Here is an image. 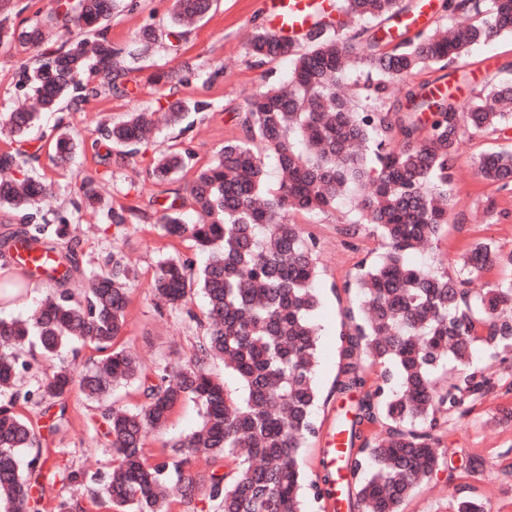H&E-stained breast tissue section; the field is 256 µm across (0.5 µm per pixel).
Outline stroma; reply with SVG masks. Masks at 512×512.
Here are the masks:
<instances>
[{
    "label": "stroma",
    "mask_w": 512,
    "mask_h": 512,
    "mask_svg": "<svg viewBox=\"0 0 512 512\" xmlns=\"http://www.w3.org/2000/svg\"><path fill=\"white\" fill-rule=\"evenodd\" d=\"M172 0H118L108 22L113 43L132 53L125 81L127 96L103 94L80 109L44 116L35 136L53 137L56 128L67 127L87 142L67 162L58 161L51 146H44L34 177L52 183L51 194L38 206L48 224L68 218L70 232L82 241L80 270L72 289L86 288L87 277L97 268L102 254L120 250L136 273L126 309L121 341L131 346L146 370L179 365L189 359L202 330L178 309L161 308L150 284L163 256L193 255L191 240L165 236L156 219L172 197L185 194L194 172L213 161L225 141L242 138L237 115L261 85L288 79V59L258 63L246 47L249 33L265 30L269 19L264 0H216L211 12L191 26L178 42L162 39L142 44L137 35L145 26L166 28ZM35 50L15 44L0 46V114L19 105L32 104V93L22 84V66L32 64ZM418 84L439 82L460 101H467L484 85L512 80V36L499 35L475 45L455 65L454 73L434 67L414 75ZM205 100L209 111L187 113L175 126L158 124L138 154L118 162L115 150L90 149L97 129L105 122L122 120L129 112H154L167 101ZM512 148V130L503 134L466 135L460 144L456 173L451 185L448 222L425 249L415 254L416 263L457 276L465 254L478 242L495 251L512 252V189H501L476 171L477 157L487 151ZM191 151L183 171L165 185H156L148 174L154 159L173 151ZM94 181L98 200L74 209L82 179ZM133 207L130 224L115 227L106 221L108 208ZM290 221L318 241V273L314 283L318 305L312 319L318 328V360L314 382L318 401L314 419L322 433L328 432L340 407L333 392L339 369L341 337L347 330L344 312L354 306L355 293L345 290L360 266L374 263L386 244L370 226L358 232L348 226L360 222L353 196L340 199L335 208L311 214L293 213ZM97 353L88 346L78 352L64 350L54 358L36 357L26 374V385H37L60 366L82 369L93 365ZM472 361L490 378L489 390L466 406L464 414L449 416L436 430L447 461L433 473L427 485L404 503V512H453L457 499L482 502L487 512H512V360H501L485 347L475 349ZM69 421L48 431V418L38 409H27L32 422L44 426L50 462L61 469H76L97 476L94 484L47 486L45 498H72L80 512H109L95 502L101 483L112 472V450L94 425V405L79 393L68 399Z\"/></svg>",
    "instance_id": "1"
}]
</instances>
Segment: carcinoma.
I'll return each instance as SVG.
<instances>
[{"label":"carcinoma","instance_id":"carcinoma-1","mask_svg":"<svg viewBox=\"0 0 512 512\" xmlns=\"http://www.w3.org/2000/svg\"><path fill=\"white\" fill-rule=\"evenodd\" d=\"M0 0V45L19 42L40 50L36 67L20 77L41 109H74L100 95L86 78L101 73L114 94L125 93V50L112 43L105 21L113 0H56L42 21L21 30ZM213 0H173L168 36L181 38L202 20ZM447 24L420 30L393 42L379 35L382 25L408 12L404 0H339L338 11L362 27L345 33L341 19L314 24L303 43L257 32L248 44L259 60L288 58V86L264 85L240 114L242 139L228 140L218 158L197 169L186 191L196 219L185 222L184 203L174 197L157 223L165 235L187 238L202 264L184 255L163 260L152 283L170 307H183L204 334L191 358L178 366L146 373L138 356L120 347L135 273L119 251L99 263L88 287L75 295L67 287L80 268V242L66 219L54 226L37 222L38 203L51 185L29 175L42 147L24 149L36 114L25 109L0 118L19 148L0 154V208L21 213L22 222L0 233V259L10 264L18 249L37 251L49 282L44 299L24 321L0 316V512H41L43 481L81 483L79 471L52 470L42 434L19 411L29 404L65 420L68 396L77 387L101 408L102 424L113 450V470L102 499L118 512H171L176 502L190 505L203 494L218 512H303L300 448L317 437L313 383L317 306V242L286 219L292 211H324L349 190L368 188L361 216L380 231L386 251L357 274V309L349 308L336 377V400L348 409L336 419L347 435L348 451L336 463L354 477L368 453L366 478L348 501L349 512H402L405 500L437 469L441 453L430 431L480 397L489 381L471 361L484 345L503 360L512 359V282L475 291L465 280L408 262L410 251L438 235L448 223V185L459 145L467 134H495L512 125V82H499L467 105L453 96L433 97L411 82L426 66L447 68L471 46L512 33V0H442ZM75 36L69 45L45 46L46 30ZM369 76L360 100L345 95L341 77L356 64ZM205 102L178 100L167 121L204 111ZM153 126L149 112H130L118 123L98 128L101 139L138 152ZM275 158L283 175L278 187L265 182L264 162L254 143ZM81 145L62 131L55 153L67 158ZM180 152L155 163L151 176L163 182L187 167ZM482 178L512 186V150L489 151L477 161ZM494 264L512 267L503 255L479 242L470 248L462 270L480 272ZM25 268L0 279V302L26 287ZM205 299L197 315L188 304L195 293ZM76 344L101 354L99 365L78 374L63 367L29 389L32 368L25 347L54 357ZM224 361L243 391L233 395L211 370ZM382 368L369 383L366 362ZM132 386L138 402L111 404L120 386ZM186 401L201 412L199 428L163 444L158 458L144 453L147 438L161 432L172 412ZM388 422L387 436L374 446L363 427ZM204 450V467L196 453ZM338 475L321 465L309 485L322 500Z\"/></svg>","mask_w":512,"mask_h":512}]
</instances>
